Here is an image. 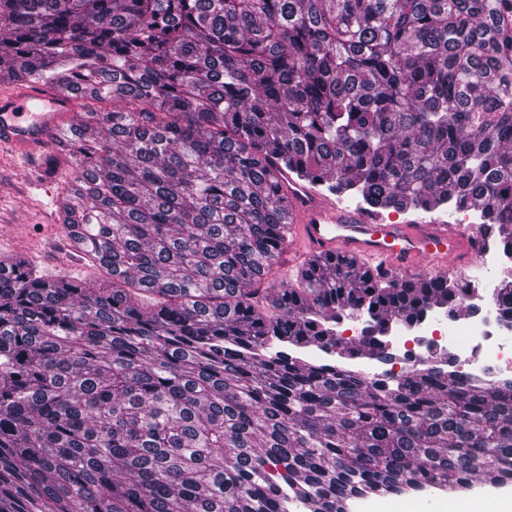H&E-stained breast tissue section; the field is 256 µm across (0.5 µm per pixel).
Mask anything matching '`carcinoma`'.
Here are the masks:
<instances>
[{"mask_svg":"<svg viewBox=\"0 0 512 512\" xmlns=\"http://www.w3.org/2000/svg\"><path fill=\"white\" fill-rule=\"evenodd\" d=\"M0 73L112 102L45 159L107 280L0 263V512H350L512 481V380L356 363L394 360L382 332L433 293L455 318L456 281L338 257L263 284L281 167L512 244V0H0Z\"/></svg>","mask_w":512,"mask_h":512,"instance_id":"1","label":"carcinoma"}]
</instances>
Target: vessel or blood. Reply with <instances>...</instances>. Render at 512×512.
<instances>
[{
    "mask_svg": "<svg viewBox=\"0 0 512 512\" xmlns=\"http://www.w3.org/2000/svg\"><path fill=\"white\" fill-rule=\"evenodd\" d=\"M76 120L68 90L0 82V152L24 168L44 160L65 125ZM280 181L290 201L284 271L336 252L390 275H408L430 266L455 269L470 252L469 234L460 225L435 218L390 224L381 214L320 197L288 174Z\"/></svg>",
    "mask_w": 512,
    "mask_h": 512,
    "instance_id": "b4317fda",
    "label": "vessel or blood"
}]
</instances>
